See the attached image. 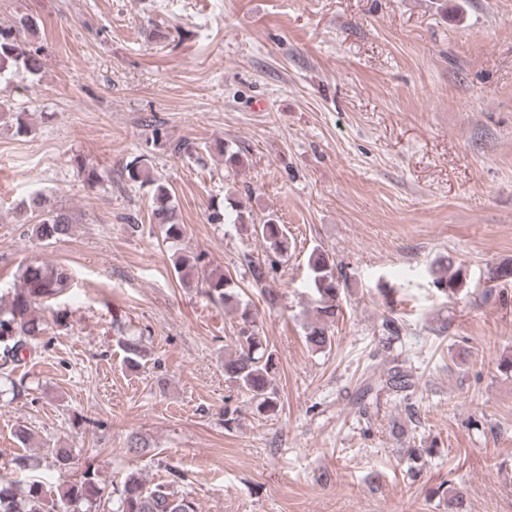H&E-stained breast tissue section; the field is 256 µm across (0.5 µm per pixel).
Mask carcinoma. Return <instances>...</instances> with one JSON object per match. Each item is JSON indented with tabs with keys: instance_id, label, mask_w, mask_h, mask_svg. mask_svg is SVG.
Returning a JSON list of instances; mask_svg holds the SVG:
<instances>
[{
	"instance_id": "cac0c4a2",
	"label": "carcinoma",
	"mask_w": 512,
	"mask_h": 512,
	"mask_svg": "<svg viewBox=\"0 0 512 512\" xmlns=\"http://www.w3.org/2000/svg\"><path fill=\"white\" fill-rule=\"evenodd\" d=\"M35 24L29 19L0 27V79L23 69L36 73L43 68L39 49L29 47L26 33ZM0 125L10 126L16 134L27 136L32 128L20 112H13L0 103ZM224 156V166L232 171L243 164L240 150L228 142L215 144ZM129 181L153 187L152 216L162 241L179 245L186 234L185 225L176 220L174 195L169 187L155 178L148 155H136L125 166ZM23 209L38 218L32 235L39 241L52 244L70 236L74 219L72 214L41 191L31 192L22 201ZM212 224L226 222L246 226L260 241L264 258L244 257L248 273L255 286L261 288L268 303L278 299V293L266 287L271 273L277 271L288 254V239L275 215L269 214L257 224L251 212L235 207L230 212L215 207L208 215ZM174 270L180 281L189 285L201 283V292L215 304L234 310L236 333L234 349L224 355V378L227 388L244 398L264 416L279 412L280 399L275 386L279 358L269 347L258 326V313L240 298V289L233 279L212 269L201 253L178 249L174 252ZM308 283L315 294L316 320L306 327L305 341L315 352L332 348L334 336L330 324L339 308V282L335 274V260L328 253L315 249L308 258ZM449 267L431 269L433 284L444 294L456 293L463 287L460 273H448ZM20 285L14 288L7 305L0 306V397H17L27 390L24 378L13 374L24 364L26 357H37L45 347V336L51 330L40 311L42 303L60 297L70 288V275L61 266L48 262L29 264L19 270ZM117 344L123 353V362L137 368L147 358L145 337L121 336ZM411 374L396 366L388 373L385 386L394 391L412 387ZM232 396L224 398V430L232 431L239 425L241 408L231 406ZM126 453L144 457L154 451L148 438L131 432L125 439ZM73 460L70 448H48L46 454L33 464H19L23 469L45 468L58 474L70 471ZM183 476L171 470L170 479L153 483L141 473H127L121 484L114 487L98 477L88 467L81 475H73L61 484H54L44 476L31 475L23 481L0 480V512H197L195 503L177 485Z\"/></svg>"
}]
</instances>
